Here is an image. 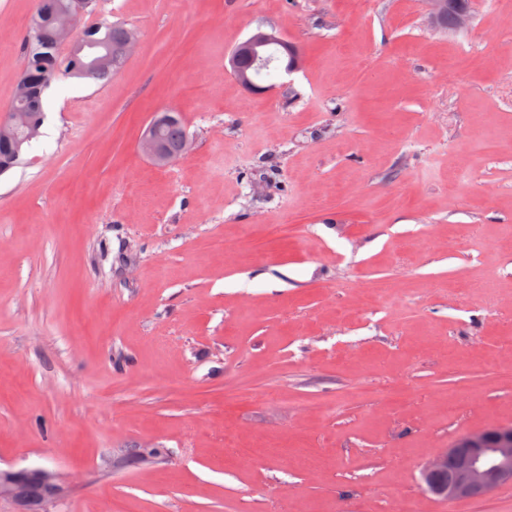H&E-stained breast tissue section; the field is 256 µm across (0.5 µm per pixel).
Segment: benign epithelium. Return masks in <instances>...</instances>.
I'll return each instance as SVG.
<instances>
[{
    "label": "benign epithelium",
    "instance_id": "obj_1",
    "mask_svg": "<svg viewBox=\"0 0 512 512\" xmlns=\"http://www.w3.org/2000/svg\"><path fill=\"white\" fill-rule=\"evenodd\" d=\"M84 8L82 0L68 5L59 14V20L66 25L57 28V37L71 47L73 42L72 24ZM281 40L271 33H257L239 44L232 53V62L244 58L257 61L260 47ZM143 154L159 166L172 161L158 137V124L151 122L140 141ZM25 490L37 485L38 468L4 469ZM428 493L442 496L450 501L480 500L489 496L499 487L512 484V424L476 429L453 442L436 455L424 469Z\"/></svg>",
    "mask_w": 512,
    "mask_h": 512
}]
</instances>
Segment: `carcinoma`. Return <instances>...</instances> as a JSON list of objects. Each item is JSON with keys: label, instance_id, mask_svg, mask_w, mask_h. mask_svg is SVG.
Masks as SVG:
<instances>
[{"label": "carcinoma", "instance_id": "carcinoma-1", "mask_svg": "<svg viewBox=\"0 0 512 512\" xmlns=\"http://www.w3.org/2000/svg\"><path fill=\"white\" fill-rule=\"evenodd\" d=\"M68 3L70 0H35L32 22L40 23L42 38L37 41L28 36L23 44L22 77L30 79L31 95L14 101L20 111L34 115V124L0 132V175L19 163V160L15 159V150H24L38 137L45 120L43 96L54 81L61 78L104 81L111 77L125 60L124 46L131 30L108 20H102L95 25H86L80 21L77 31L81 40L107 51L109 59L106 63L91 65L75 49L61 50L60 41L55 36L56 18L59 6ZM445 3L444 10L434 18V22L444 30L456 31L459 13L468 11V0H445ZM168 114L174 116V119L163 124L162 136L170 152L176 154L186 137V128L180 113L170 110ZM41 482L52 497L24 500L23 512H46V505L63 494L62 484L54 471L45 470Z\"/></svg>", "mask_w": 512, "mask_h": 512}]
</instances>
